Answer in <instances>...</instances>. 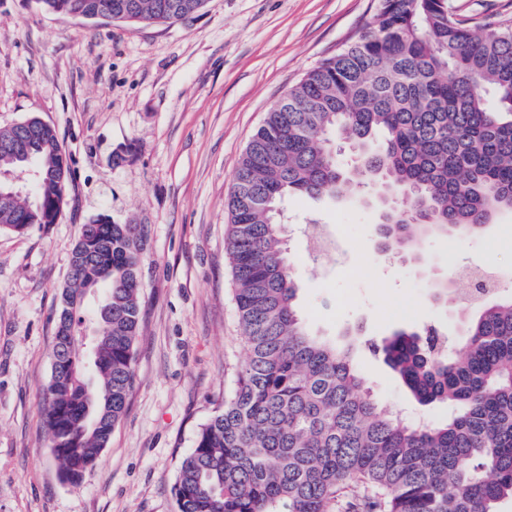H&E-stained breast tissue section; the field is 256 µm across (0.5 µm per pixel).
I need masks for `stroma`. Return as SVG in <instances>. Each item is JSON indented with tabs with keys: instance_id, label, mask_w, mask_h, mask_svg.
Segmentation results:
<instances>
[{
	"instance_id": "stroma-1",
	"label": "stroma",
	"mask_w": 512,
	"mask_h": 512,
	"mask_svg": "<svg viewBox=\"0 0 512 512\" xmlns=\"http://www.w3.org/2000/svg\"><path fill=\"white\" fill-rule=\"evenodd\" d=\"M379 0H208L193 18L128 26L0 0V127L54 125L72 181L58 223L0 231V512H176L180 459L236 387L246 357L224 241L239 159L268 109L356 41ZM298 304L314 334L381 341L436 327L457 339L467 313L435 298L456 269L494 267L512 294V210L485 231L420 241V264L377 251L378 211L361 198L285 204ZM147 227L141 334L126 413L81 486L50 461L39 398L55 318L81 224L97 216ZM328 225L346 264H321L299 228ZM358 368L374 398L437 424L368 350Z\"/></svg>"
}]
</instances>
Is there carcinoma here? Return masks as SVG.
<instances>
[{
    "label": "carcinoma",
    "mask_w": 512,
    "mask_h": 512,
    "mask_svg": "<svg viewBox=\"0 0 512 512\" xmlns=\"http://www.w3.org/2000/svg\"><path fill=\"white\" fill-rule=\"evenodd\" d=\"M207 0H36L128 25L171 24ZM344 142L360 160L336 161ZM0 230L61 216L71 166L54 126L0 127ZM374 193L379 243L407 261L428 235L480 231L512 208V24L470 25L449 0H381L376 25L268 111L233 175L225 251L247 356L233 393L179 462L178 512H498L512 500V297L483 304L459 347L434 327L399 330L383 356L437 426L382 407L358 369L360 339L314 335L281 222L290 195ZM143 224L82 225L62 289L46 437L62 479L82 482L122 419L141 331ZM90 327L95 343L76 337Z\"/></svg>",
    "instance_id": "1"
}]
</instances>
